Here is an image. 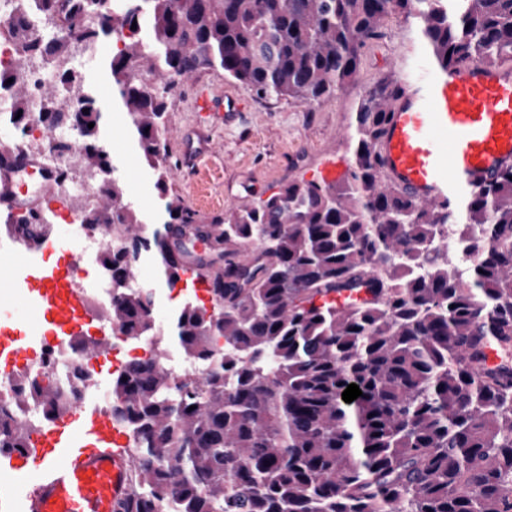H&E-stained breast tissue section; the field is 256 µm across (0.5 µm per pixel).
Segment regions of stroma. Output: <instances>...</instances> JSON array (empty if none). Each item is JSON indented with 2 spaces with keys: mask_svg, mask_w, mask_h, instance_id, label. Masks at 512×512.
<instances>
[{
  "mask_svg": "<svg viewBox=\"0 0 512 512\" xmlns=\"http://www.w3.org/2000/svg\"><path fill=\"white\" fill-rule=\"evenodd\" d=\"M112 38H104L91 52H74L72 68L92 82L101 103L112 97V81L101 64L112 52ZM428 48L413 20L392 16L381 39L366 48L356 80L321 104L305 105L282 97H260L248 86L225 76L223 70H205L179 84L169 97L166 114L171 171L169 183L183 203L204 222L231 209L257 206L270 188L294 179L313 180L324 160L348 158L347 141L353 132V108L377 82L396 78L403 63L414 62ZM214 99L213 109H194L198 90ZM241 106L233 122L224 120V97ZM203 124L209 150L196 162H182L177 149L181 132ZM121 176L127 198L139 212L158 204L151 175L137 155H128Z\"/></svg>",
  "mask_w": 512,
  "mask_h": 512,
  "instance_id": "stroma-1",
  "label": "stroma"
}]
</instances>
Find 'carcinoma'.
<instances>
[{"label":"carcinoma","instance_id":"carcinoma-1","mask_svg":"<svg viewBox=\"0 0 512 512\" xmlns=\"http://www.w3.org/2000/svg\"><path fill=\"white\" fill-rule=\"evenodd\" d=\"M54 9L14 0L0 26L16 45L13 70L0 71L11 100L0 122L27 125L35 95L48 131L72 114L76 156L101 182L97 207L75 211L108 226L99 260L112 264V328L132 338L154 330V290L128 285L144 260H157L172 287L186 262L213 284V311L186 304L161 339L203 361L202 380L142 359L112 379L109 415L135 442L129 512H512V366H483L489 342L512 346V166L462 205L387 185L376 145L400 88L384 80L357 104L347 174L225 212L208 228V260L170 242L171 225L190 234L199 219L170 192L165 138L170 93L201 69L259 95L326 101L355 80L395 14L416 21L444 70L511 63L512 0H136L119 13L83 0L77 24L36 32L32 17ZM111 34L123 41L109 61L112 96L153 176L162 231L126 200L96 89L66 65L73 46ZM37 56L65 66L34 94L23 75ZM72 85L77 106L58 104ZM48 224L44 209L30 210L11 231ZM454 257L474 262L453 274ZM360 285L362 302L317 303ZM109 342L75 337L88 355ZM350 384L362 396L347 403ZM85 390L27 376L0 401V455L32 447L18 410L38 406L53 423Z\"/></svg>","mask_w":512,"mask_h":512}]
</instances>
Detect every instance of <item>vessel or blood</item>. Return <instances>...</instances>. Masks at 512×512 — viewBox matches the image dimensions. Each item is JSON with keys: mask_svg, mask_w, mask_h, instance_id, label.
Masks as SVG:
<instances>
[{"mask_svg": "<svg viewBox=\"0 0 512 512\" xmlns=\"http://www.w3.org/2000/svg\"><path fill=\"white\" fill-rule=\"evenodd\" d=\"M405 93L393 102L377 143L384 181L420 201L452 198L460 189L482 188L512 165V68L471 63L444 71L426 62L402 68ZM208 146L202 126L185 130L181 157L202 156ZM38 157L0 151V199L15 212L39 208L55 189L47 174L26 188L24 173ZM0 277L12 291L0 297V362L12 364L23 343L14 326L50 345L80 333L86 302L72 266H39L33 257H1ZM107 412L93 410L85 426L57 423L38 441L35 454L46 472L22 471L11 456L15 480L0 483V512H118L131 494L135 459L119 447Z\"/></svg>", "mask_w": 512, "mask_h": 512, "instance_id": "obj_1", "label": "vessel or blood"}]
</instances>
